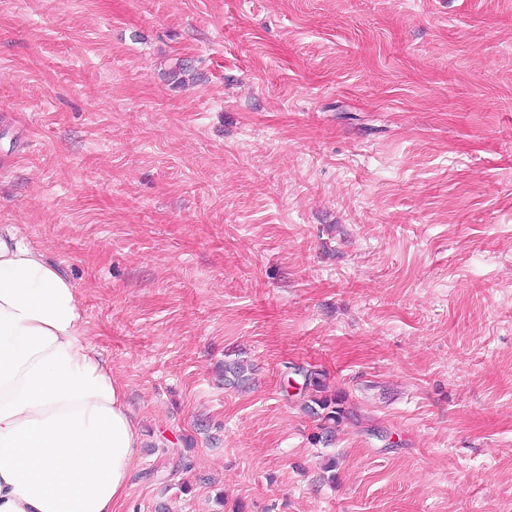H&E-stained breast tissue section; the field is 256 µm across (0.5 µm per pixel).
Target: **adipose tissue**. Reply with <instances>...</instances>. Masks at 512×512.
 Returning a JSON list of instances; mask_svg holds the SVG:
<instances>
[{"label":"adipose tissue","mask_w":512,"mask_h":512,"mask_svg":"<svg viewBox=\"0 0 512 512\" xmlns=\"http://www.w3.org/2000/svg\"><path fill=\"white\" fill-rule=\"evenodd\" d=\"M142 432L87 341L76 285L0 231V512H112Z\"/></svg>","instance_id":"1"}]
</instances>
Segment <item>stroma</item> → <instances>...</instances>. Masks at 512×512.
I'll use <instances>...</instances> for the list:
<instances>
[{
    "instance_id": "1",
    "label": "stroma",
    "mask_w": 512,
    "mask_h": 512,
    "mask_svg": "<svg viewBox=\"0 0 512 512\" xmlns=\"http://www.w3.org/2000/svg\"><path fill=\"white\" fill-rule=\"evenodd\" d=\"M5 227L126 386L116 512H512V0H0ZM303 409L318 416L324 423L332 422L334 426L344 419H354L355 415L343 406V398L336 394L324 395V375L318 370H307Z\"/></svg>"
}]
</instances>
